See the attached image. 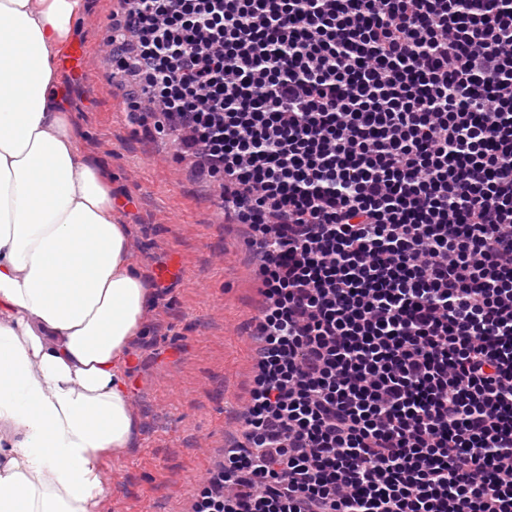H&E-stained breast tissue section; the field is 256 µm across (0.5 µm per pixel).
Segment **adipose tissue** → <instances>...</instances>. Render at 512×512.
Wrapping results in <instances>:
<instances>
[{
	"label": "adipose tissue",
	"instance_id": "1",
	"mask_svg": "<svg viewBox=\"0 0 512 512\" xmlns=\"http://www.w3.org/2000/svg\"><path fill=\"white\" fill-rule=\"evenodd\" d=\"M85 6L0 0V512H96L140 434L127 370L154 288L55 89Z\"/></svg>",
	"mask_w": 512,
	"mask_h": 512
}]
</instances>
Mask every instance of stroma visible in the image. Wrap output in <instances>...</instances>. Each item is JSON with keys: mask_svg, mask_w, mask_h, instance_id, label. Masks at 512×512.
I'll return each instance as SVG.
<instances>
[{"mask_svg": "<svg viewBox=\"0 0 512 512\" xmlns=\"http://www.w3.org/2000/svg\"><path fill=\"white\" fill-rule=\"evenodd\" d=\"M86 2L74 23L84 65L58 71L57 90L79 121L78 151L112 173L140 268L161 286L148 334L132 348L138 446L108 463L111 491L97 512H196L225 448L247 443L244 419L258 375L253 320L264 286L245 246L249 228L225 216L196 160L126 121V90L111 76L106 47L116 5ZM165 267L174 278L160 280Z\"/></svg>", "mask_w": 512, "mask_h": 512, "instance_id": "35a3bbf8", "label": "stroma"}]
</instances>
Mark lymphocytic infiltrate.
Segmentation results:
<instances>
[{
    "label": "lymphocytic infiltrate",
    "instance_id": "obj_1",
    "mask_svg": "<svg viewBox=\"0 0 512 512\" xmlns=\"http://www.w3.org/2000/svg\"><path fill=\"white\" fill-rule=\"evenodd\" d=\"M117 14L129 116L200 159L269 299L198 512H512V0Z\"/></svg>",
    "mask_w": 512,
    "mask_h": 512
}]
</instances>
